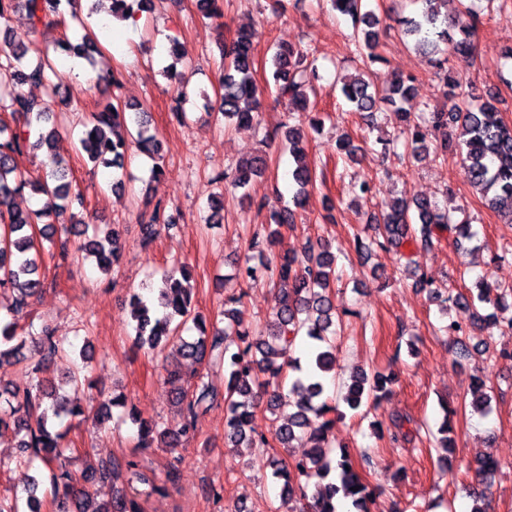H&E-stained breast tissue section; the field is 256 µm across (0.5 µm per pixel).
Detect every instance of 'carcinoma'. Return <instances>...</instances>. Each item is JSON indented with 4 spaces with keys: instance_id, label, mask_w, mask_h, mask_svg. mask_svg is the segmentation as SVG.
<instances>
[{
    "instance_id": "1",
    "label": "carcinoma",
    "mask_w": 512,
    "mask_h": 512,
    "mask_svg": "<svg viewBox=\"0 0 512 512\" xmlns=\"http://www.w3.org/2000/svg\"><path fill=\"white\" fill-rule=\"evenodd\" d=\"M62 2L0 0V24L22 10L37 30L50 23L51 17L60 15ZM329 2L336 11L351 17L352 36L365 67L357 75L343 79V97L356 112L372 114L388 106L399 117L397 136L378 139L381 158H388L391 147L401 141L404 152L398 157L402 159L417 160L431 154L445 161L448 143L456 139L469 185L491 209L512 221V127L500 117L492 96L476 106L458 101L459 83L448 76V59L440 48L449 41L458 54H472L481 16L468 7L466 13L471 22L458 26L456 14L448 12V5H461L463 0H420L422 8L416 16L399 20L404 34L430 55L434 67L443 74L448 108L428 112L415 103L413 77L398 76L387 89L375 83L371 65L381 61L374 52L379 42L380 21L366 9V0ZM151 9L152 0H112V16L124 20ZM197 10L206 19L223 17L220 0H197ZM75 48L90 63L94 54L100 52L97 37L92 33L84 34ZM272 66L275 100L285 103L289 112L298 113V124L288 127L287 136L294 158L299 160L305 138L303 124L314 132L324 124L308 94L315 73L306 65V56L290 45L276 48ZM254 72L253 45L249 34L240 30L224 45L219 74L221 94L215 111L224 119L225 126L260 127L259 112L268 87L258 84ZM63 84L48 47L0 41V112L11 117L9 123L0 119V290L13 294L11 305L0 318V365L20 364L31 377L30 386L21 392L0 387V430L10 429L18 437L20 456L16 462L39 463L48 472L49 482L46 488L43 480L35 477L25 495L0 496V512H41L42 491L55 501H72L76 512H146V504L153 496L168 492L173 473L161 479L140 461L115 457L99 460L89 475L77 476L58 465L66 451L63 440L67 424L89 417V412L80 400L56 390L52 367L58 357L67 354L64 341L46 326L37 330L32 324L25 328L20 324L30 298L44 285L40 274L42 251L36 246V238L59 244L61 253L67 254L70 228L56 220L64 213L75 215L86 210V197L72 187L69 161L53 153L58 126L51 98L59 95ZM32 85L46 86L48 98L31 96L26 87ZM78 124L84 128L79 153L93 166L122 170L134 148L155 160L152 177L162 175L158 162L162 144L150 132L148 112L143 106L125 104L114 93L110 100L80 118ZM31 151H44L49 158L48 170L36 178L22 176L17 166V157ZM266 168L265 156L257 155L239 163L229 181L233 190H242L240 203L249 208L254 206L259 212L264 204L254 203L245 189ZM292 179L296 185L293 207L270 212L269 220L277 225L270 238L262 241L252 236L248 243L250 255L233 274L224 277V282L233 280L238 284L253 278L255 267L250 261L255 258L270 272L280 299L265 328L243 323L239 309L235 308L241 302L240 295L227 299L233 307L221 311L219 320H208L196 311L191 287L195 268L185 261L164 274L160 309H150L137 294L131 296L135 348L154 351L167 346L191 361L196 369L193 384L187 388L180 386L176 391L175 402L181 417L178 428L170 429L159 421H142L132 413L128 419L137 428V446L172 451L181 441L194 437L206 412L222 403L226 411L224 446L268 447L270 442L257 424L258 409L262 407L273 415L288 408V419L276 429L274 441L280 448H291L293 442L303 441L307 451L288 460L276 453L270 457L271 476L282 482L280 504L275 512H337L338 496L351 500L355 512H371L374 493L366 479L370 458H358L348 447L336 446L331 435L335 420L328 414L335 412L342 417L344 413L338 405L323 399L322 378L335 370L337 328L342 322L334 295L338 280L336 256L322 241L304 248L299 255L268 251L280 228L294 223L295 210L305 205L318 176L299 162ZM26 188L44 199L41 208L18 210L15 197ZM165 224L172 225V217L159 205L139 217L140 233L148 242L158 237ZM445 232L452 234L458 249L467 248L477 237L471 224L455 220L436 201L404 197L394 202L376 223L373 243L381 248L405 244L425 250ZM120 254L119 235L112 230L81 243L73 261L92 258L107 273L119 261ZM475 287L476 292L455 297L458 314L446 329L464 335L470 325L479 322L486 329L503 326L512 330V289L496 288L483 278L477 280ZM185 331H194L196 335L188 340L183 336ZM28 337L34 344L30 356L23 353ZM302 337L309 342L304 367L290 355ZM88 347L87 343L82 346V364L70 371L68 384L75 393L86 382ZM215 368L224 369L228 375L222 393L208 380L209 371ZM392 383L390 375L371 376L360 370L350 376L346 393L340 399L349 410L357 412L369 401L388 394ZM489 391L483 380H473L470 405L475 412L488 415L493 411ZM473 470L474 484L466 488L473 502L471 512H486L481 502L498 471V461L486 455L475 461ZM118 475L124 476L123 488L112 495L111 501L96 502L85 482H105Z\"/></svg>"
}]
</instances>
